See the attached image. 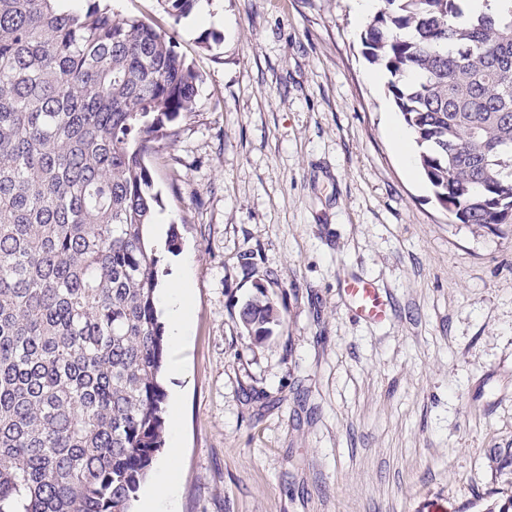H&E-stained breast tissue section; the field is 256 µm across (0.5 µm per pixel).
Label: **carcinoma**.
Masks as SVG:
<instances>
[{"mask_svg":"<svg viewBox=\"0 0 512 512\" xmlns=\"http://www.w3.org/2000/svg\"><path fill=\"white\" fill-rule=\"evenodd\" d=\"M0 0V512H131L162 448L164 330L145 157L201 75L109 0ZM196 0H158L178 23ZM383 0L361 37L440 206L512 212V0ZM240 320L281 323L269 297Z\"/></svg>","mask_w":512,"mask_h":512,"instance_id":"carcinoma-1","label":"carcinoma"}]
</instances>
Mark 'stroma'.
I'll return each mask as SVG.
<instances>
[{"mask_svg":"<svg viewBox=\"0 0 512 512\" xmlns=\"http://www.w3.org/2000/svg\"><path fill=\"white\" fill-rule=\"evenodd\" d=\"M220 23L200 21L201 13ZM351 0H197L168 33L195 109L146 162L158 275L186 267L175 512H495L512 497V220L455 223L391 129ZM178 247L167 250L166 227ZM372 280L384 321L354 318ZM267 295L282 321L252 343ZM343 297L352 313L365 321L378 322L388 315V303L380 288L369 279L351 278L342 284ZM248 301L241 310L240 320L254 343H262L281 323V311L267 295Z\"/></svg>","mask_w":512,"mask_h":512,"instance_id":"35a3bbf8","label":"stroma"}]
</instances>
